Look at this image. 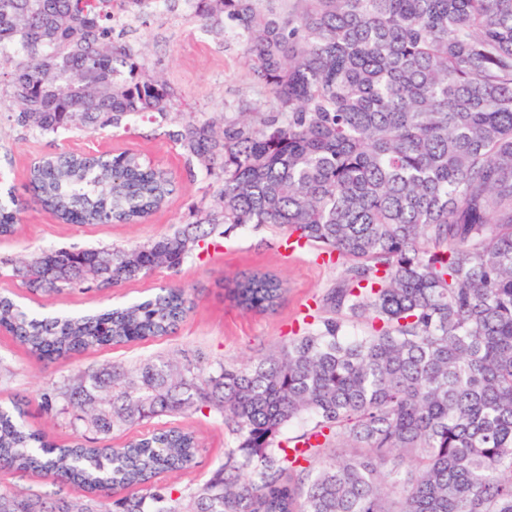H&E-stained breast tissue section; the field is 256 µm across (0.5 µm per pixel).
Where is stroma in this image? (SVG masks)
Wrapping results in <instances>:
<instances>
[{"label":"stroma","mask_w":512,"mask_h":512,"mask_svg":"<svg viewBox=\"0 0 512 512\" xmlns=\"http://www.w3.org/2000/svg\"><path fill=\"white\" fill-rule=\"evenodd\" d=\"M132 37L143 47L147 65L179 88L182 111L219 122L233 116L234 101L250 92L244 59L235 51L224 50L193 23L178 17L139 21ZM16 109L10 81L2 77L0 177L16 191H23L31 165L42 156L61 151L112 155L127 149L137 150L167 169L177 191L142 224H66L37 209L23 212L15 235L0 238V292L15 294L38 314L118 305L146 297L165 284L188 289L194 300L173 335L91 350L48 366L11 336L0 333V400H22L27 424L46 431L55 442L69 443L73 432L64 416L44 411L42 395L51 383L75 369L113 361L133 365L157 354L179 362L197 357L208 362L260 357L302 329L304 317L315 309L323 289L338 277V270L315 260L309 250L284 248L281 235L273 229L250 224L231 229L217 245L187 259L174 273L159 269L102 291L91 287L58 296L30 295L12 276L13 267L21 261L48 249H109L171 234L179 226L195 222L198 209L213 206L222 175L188 169L165 127L147 116L132 118L126 131L89 126L61 135L16 126L11 118ZM257 271L278 274L286 282V293L274 310L245 311L231 296L238 280ZM183 424L196 433L201 448L192 469L166 475V482L174 485L208 480L223 464L225 449L233 445L219 417L196 413L184 418Z\"/></svg>","instance_id":"obj_1"}]
</instances>
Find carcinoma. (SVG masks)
Wrapping results in <instances>:
<instances>
[{
    "label": "carcinoma",
    "mask_w": 512,
    "mask_h": 512,
    "mask_svg": "<svg viewBox=\"0 0 512 512\" xmlns=\"http://www.w3.org/2000/svg\"><path fill=\"white\" fill-rule=\"evenodd\" d=\"M185 18L249 65L259 102L214 121L176 108L123 18ZM21 128H127L150 115L188 165L224 181L217 206L122 249L42 251L13 269L32 294L111 288L176 270L223 225H265L341 266L315 323L248 363L78 369L43 394L59 446L0 404V469L69 496L0 493V512H512V0H0V46ZM29 200L0 193V237L29 206L72 224H135L174 190L139 153L34 163ZM273 308L282 282L231 290ZM189 293L37 316L0 293V330L38 359L169 336ZM361 324L352 335L348 328ZM219 416L234 446L203 483L178 419ZM160 417L164 426L147 424ZM129 432L120 448H93Z\"/></svg>",
    "instance_id": "1"
}]
</instances>
